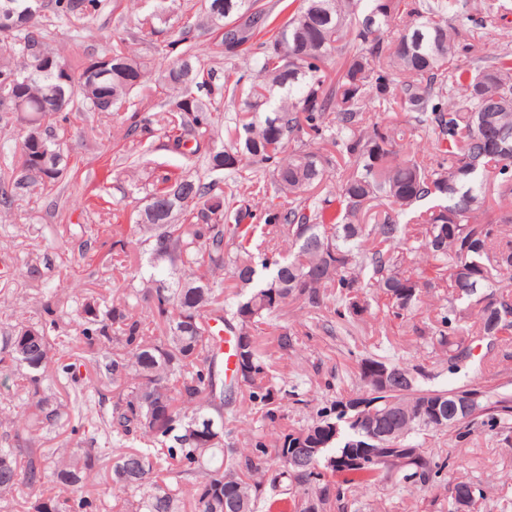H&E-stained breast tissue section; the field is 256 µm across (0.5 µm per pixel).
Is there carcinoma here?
<instances>
[{"instance_id": "carcinoma-1", "label": "carcinoma", "mask_w": 512, "mask_h": 512, "mask_svg": "<svg viewBox=\"0 0 512 512\" xmlns=\"http://www.w3.org/2000/svg\"><path fill=\"white\" fill-rule=\"evenodd\" d=\"M26 20L0 39V97L21 112H0V124L37 117L38 138H22L0 202L68 175L63 141L70 113L124 109L125 134L152 133L155 116L139 98H163L167 147L201 156L236 188L154 167L152 187L130 219L139 237L112 230L104 241L112 271L135 278V253L148 247L170 263L175 282L149 278L118 300L92 292L80 303L81 337L68 350L92 364L97 388L75 376L74 402L54 398L57 313L46 294L36 322L0 326V369H23L20 405L0 408V501L18 493L23 512H74L87 473L100 462L98 439L47 448L72 416L96 412L112 448L115 512H262L289 496L295 512H345L371 485L433 486L446 463L420 448L421 435H468L487 426L512 441V396L476 385L430 387L437 375L406 360L370 355L358 364L360 388L305 424L257 436L239 447L232 394L252 389L270 421L287 393L272 357L296 348L295 333L273 320L289 300L310 312L327 309L363 322L369 296L400 317L417 311L426 293L448 291V311L414 333L448 354V373L469 375L472 344L512 331V56L472 54L462 0H289L293 8L272 37L258 39L270 11L260 0H205L164 40V62L148 67L132 49L164 30L157 14L139 17L99 52L83 48L102 0H11ZM486 17L505 16L508 0H482ZM67 28L68 38L57 41ZM219 35L227 62L254 66L196 67L195 32ZM53 66L40 67L37 53ZM337 55L344 62L329 68ZM96 61L103 68L88 74ZM206 91L192 95L190 86ZM244 94L216 143L214 104ZM409 114L430 140L420 158L404 147L405 130L368 122L378 108ZM272 166L269 178L258 176ZM336 183L340 212L326 223L332 200L320 189ZM493 185L497 207L487 203ZM434 198L438 204L401 216ZM374 210L373 223L362 216ZM283 233L288 254L258 273L256 234ZM228 269L225 285L216 272ZM235 337L237 365L224 378L221 346L210 321ZM161 335H153L154 331ZM179 448L159 449L166 440ZM473 484H453L454 512H472Z\"/></svg>"}]
</instances>
